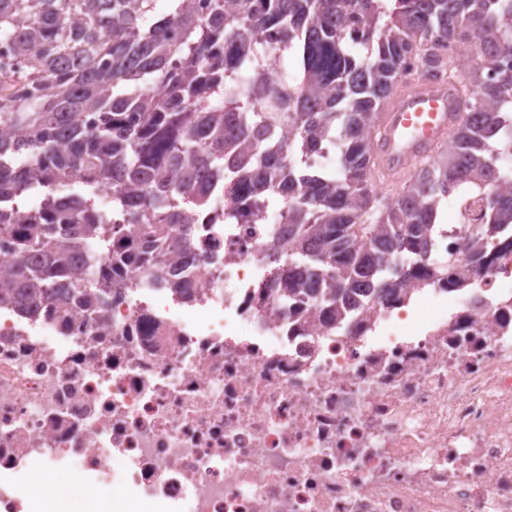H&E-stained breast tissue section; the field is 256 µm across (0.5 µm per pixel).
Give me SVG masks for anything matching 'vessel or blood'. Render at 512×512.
<instances>
[{
	"label": "vessel or blood",
	"instance_id": "b4317fda",
	"mask_svg": "<svg viewBox=\"0 0 512 512\" xmlns=\"http://www.w3.org/2000/svg\"><path fill=\"white\" fill-rule=\"evenodd\" d=\"M457 103L449 85L412 82L386 107L374 139L382 166L396 178L430 154L453 129Z\"/></svg>",
	"mask_w": 512,
	"mask_h": 512
}]
</instances>
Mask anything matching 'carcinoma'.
I'll return each mask as SVG.
<instances>
[{
	"label": "carcinoma",
	"instance_id": "1",
	"mask_svg": "<svg viewBox=\"0 0 512 512\" xmlns=\"http://www.w3.org/2000/svg\"><path fill=\"white\" fill-rule=\"evenodd\" d=\"M176 2L158 18L156 0H0V43L26 62L0 65V237L16 253L0 304L72 295L101 318L122 287L112 265L147 287L191 248L206 173L260 217L279 207L296 269L283 293L339 321L406 285L456 191L479 197L475 263L512 235V0ZM444 44L468 51L466 73ZM411 56L421 78L460 84L464 111L389 198L373 189V134ZM247 67L270 77L249 84ZM333 150L332 174L300 163ZM103 187L139 238L97 209Z\"/></svg>",
	"mask_w": 512,
	"mask_h": 512
}]
</instances>
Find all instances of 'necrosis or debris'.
<instances>
[{
  "label": "necrosis or debris",
  "instance_id": "obj_1",
  "mask_svg": "<svg viewBox=\"0 0 512 512\" xmlns=\"http://www.w3.org/2000/svg\"><path fill=\"white\" fill-rule=\"evenodd\" d=\"M208 201L193 252L123 271L101 318L0 306V512H31V462L105 484L116 459L121 512H512V240L340 326L283 295L280 212Z\"/></svg>",
  "mask_w": 512,
  "mask_h": 512
}]
</instances>
